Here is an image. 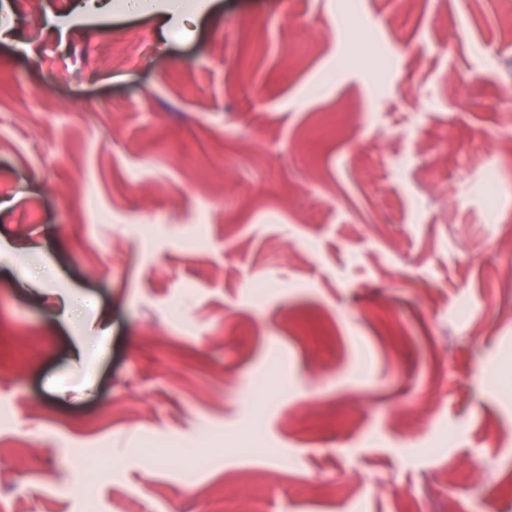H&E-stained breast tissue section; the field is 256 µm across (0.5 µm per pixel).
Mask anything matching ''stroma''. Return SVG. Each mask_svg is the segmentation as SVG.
<instances>
[{
  "label": "stroma",
  "instance_id": "35a3bbf8",
  "mask_svg": "<svg viewBox=\"0 0 512 512\" xmlns=\"http://www.w3.org/2000/svg\"><path fill=\"white\" fill-rule=\"evenodd\" d=\"M28 2L0 0L6 512L249 482L266 512H512V0H212L170 31L193 0ZM103 42L122 66L86 68Z\"/></svg>",
  "mask_w": 512,
  "mask_h": 512
}]
</instances>
